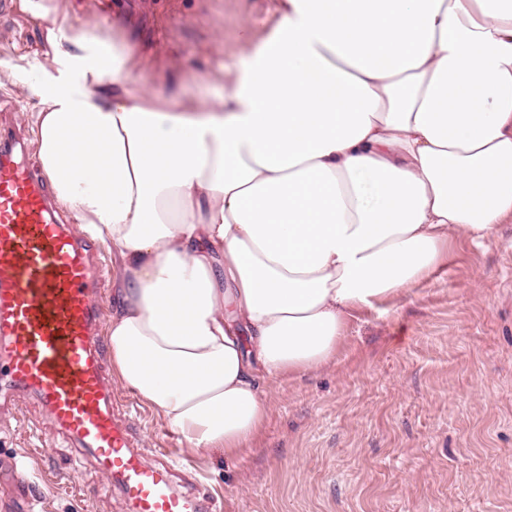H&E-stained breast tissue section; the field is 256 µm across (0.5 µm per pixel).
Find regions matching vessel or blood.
Instances as JSON below:
<instances>
[{
    "mask_svg": "<svg viewBox=\"0 0 512 512\" xmlns=\"http://www.w3.org/2000/svg\"><path fill=\"white\" fill-rule=\"evenodd\" d=\"M106 276L95 240L56 213L50 185L29 160L22 129H0V408L35 398L58 433L93 456L128 512H202L147 460L122 416L105 368L99 290Z\"/></svg>",
    "mask_w": 512,
    "mask_h": 512,
    "instance_id": "obj_1",
    "label": "vessel or blood"
}]
</instances>
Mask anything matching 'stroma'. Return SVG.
<instances>
[{
	"label": "stroma",
	"mask_w": 512,
	"mask_h": 512,
	"mask_svg": "<svg viewBox=\"0 0 512 512\" xmlns=\"http://www.w3.org/2000/svg\"><path fill=\"white\" fill-rule=\"evenodd\" d=\"M99 17L150 63L164 93L208 97L239 66L242 25L265 36L278 0H59ZM47 23L0 17V93L29 128L27 85L59 68ZM270 418L257 448L229 460L163 454L168 426L113 386L147 458L219 512H512V221L483 245L453 241L409 297L351 319L335 366L263 384ZM0 418V512H127L119 491L23 400Z\"/></svg>",
	"instance_id": "stroma-1"
}]
</instances>
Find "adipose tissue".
Returning <instances> with one entry per match:
<instances>
[{"label":"adipose tissue","instance_id":"adipose-tissue-1","mask_svg":"<svg viewBox=\"0 0 512 512\" xmlns=\"http://www.w3.org/2000/svg\"><path fill=\"white\" fill-rule=\"evenodd\" d=\"M21 7L69 45L29 86L32 131L115 259L112 380L186 453L252 448L262 381L334 365L355 313L512 219V0H279L224 92L194 100L138 81L101 22Z\"/></svg>","mask_w":512,"mask_h":512}]
</instances>
